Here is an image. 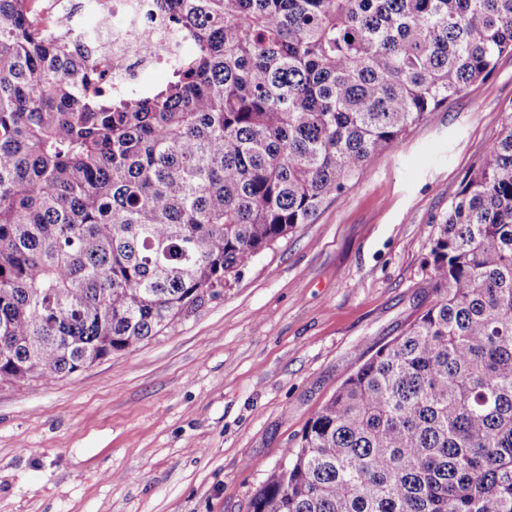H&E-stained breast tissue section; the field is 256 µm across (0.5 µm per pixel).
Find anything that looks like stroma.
<instances>
[{"label":"stroma","instance_id":"35a3bbf8","mask_svg":"<svg viewBox=\"0 0 512 512\" xmlns=\"http://www.w3.org/2000/svg\"><path fill=\"white\" fill-rule=\"evenodd\" d=\"M512 105V55L131 352L0 385V512H250L308 420L430 299L425 258Z\"/></svg>","mask_w":512,"mask_h":512}]
</instances>
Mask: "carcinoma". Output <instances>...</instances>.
I'll return each mask as SVG.
<instances>
[{"label": "carcinoma", "instance_id": "cac0c4a2", "mask_svg": "<svg viewBox=\"0 0 512 512\" xmlns=\"http://www.w3.org/2000/svg\"><path fill=\"white\" fill-rule=\"evenodd\" d=\"M159 2L192 50L126 96L0 0V384L135 350L512 55V0ZM427 265L251 512H512V106Z\"/></svg>", "mask_w": 512, "mask_h": 512}]
</instances>
